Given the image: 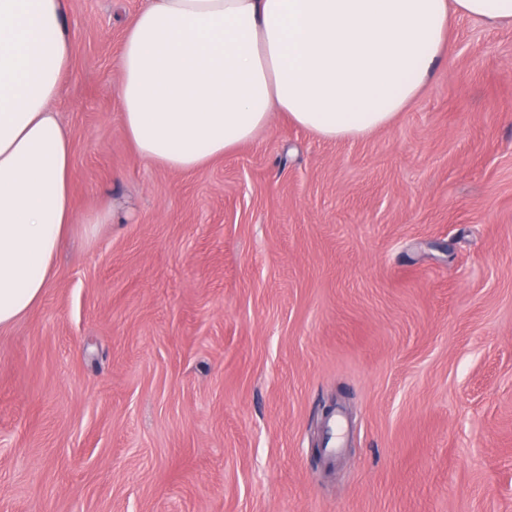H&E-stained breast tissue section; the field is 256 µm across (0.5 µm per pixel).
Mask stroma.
<instances>
[{
	"label": "stroma",
	"instance_id": "stroma-1",
	"mask_svg": "<svg viewBox=\"0 0 512 512\" xmlns=\"http://www.w3.org/2000/svg\"><path fill=\"white\" fill-rule=\"evenodd\" d=\"M141 4L68 0L73 208L125 221L0 331V512H512V26L456 18L367 137L174 172L120 119Z\"/></svg>",
	"mask_w": 512,
	"mask_h": 512
}]
</instances>
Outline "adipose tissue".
I'll return each mask as SVG.
<instances>
[{
    "label": "adipose tissue",
    "instance_id": "ef3b65f1",
    "mask_svg": "<svg viewBox=\"0 0 512 512\" xmlns=\"http://www.w3.org/2000/svg\"><path fill=\"white\" fill-rule=\"evenodd\" d=\"M66 0H0V331L38 305L75 224L57 117ZM512 24V0H143L118 90L126 137L171 171L205 167L281 113L327 140L368 136L433 76L452 17Z\"/></svg>",
    "mask_w": 512,
    "mask_h": 512
}]
</instances>
